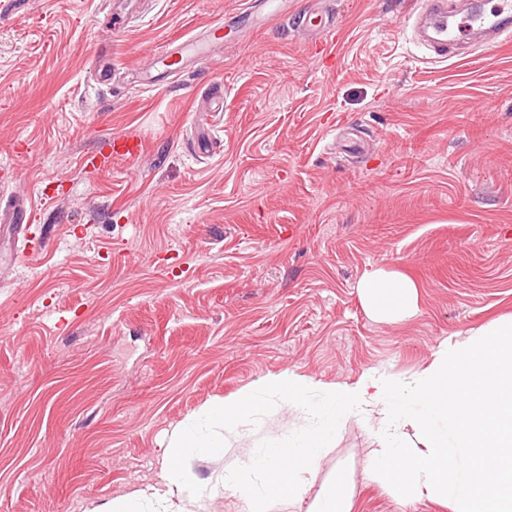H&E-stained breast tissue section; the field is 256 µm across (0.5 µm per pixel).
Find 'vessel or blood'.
<instances>
[{"mask_svg":"<svg viewBox=\"0 0 512 512\" xmlns=\"http://www.w3.org/2000/svg\"><path fill=\"white\" fill-rule=\"evenodd\" d=\"M414 27L429 26L433 35L430 46L437 58L460 55L464 49L466 34L478 31L488 43H496L512 37V0H499L490 11L467 16L464 23L450 20L444 0H428L425 10L415 18ZM221 22L207 24L200 36L185 37L178 34L165 40L153 53L158 65L175 71L180 69L187 57L205 59L212 46L223 43ZM110 152L86 155L80 160L85 172L92 173L110 167L113 160L134 161L143 151V142L138 134L120 132L111 136Z\"/></svg>","mask_w":512,"mask_h":512,"instance_id":"vessel-or-blood-1","label":"vessel or blood"}]
</instances>
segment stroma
I'll use <instances>...</instances> for the list:
<instances>
[{"label":"stroma","instance_id":"35a3bbf8","mask_svg":"<svg viewBox=\"0 0 512 512\" xmlns=\"http://www.w3.org/2000/svg\"><path fill=\"white\" fill-rule=\"evenodd\" d=\"M423 3L0 0V182L41 244L0 240V512H85L156 481L174 427L265 376H409L512 314V41L436 59L410 26ZM308 10L335 17L334 46L299 29ZM234 15L205 63L149 67ZM120 131L140 159L84 172ZM376 268L417 284L415 316L368 317ZM307 425L272 401L191 466L218 474ZM376 445L352 417L324 454L353 512H449L369 478Z\"/></svg>","mask_w":512,"mask_h":512}]
</instances>
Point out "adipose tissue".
Here are the masks:
<instances>
[{
    "label": "adipose tissue",
    "mask_w": 512,
    "mask_h": 512,
    "mask_svg": "<svg viewBox=\"0 0 512 512\" xmlns=\"http://www.w3.org/2000/svg\"><path fill=\"white\" fill-rule=\"evenodd\" d=\"M358 293L367 315L381 322L403 321L418 311L416 283L382 268L364 275ZM274 399L308 416L307 429L222 475L201 479L192 472V458H223L225 431ZM351 417L370 424L380 440L366 473L399 500L438 502L451 512H512V315L448 337L429 364L408 377L376 368L333 384L291 369L266 376L176 427L157 485L94 512H208L224 494L248 504L292 502L312 489L313 512H352L345 471L317 481L324 449Z\"/></svg>",
    "instance_id": "obj_1"
}]
</instances>
